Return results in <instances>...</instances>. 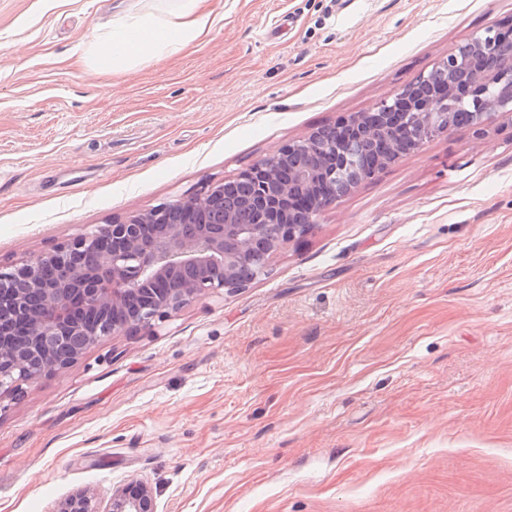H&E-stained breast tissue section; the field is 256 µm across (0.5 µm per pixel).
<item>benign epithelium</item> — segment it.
Listing matches in <instances>:
<instances>
[{
    "label": "benign epithelium",
    "instance_id": "1",
    "mask_svg": "<svg viewBox=\"0 0 512 512\" xmlns=\"http://www.w3.org/2000/svg\"><path fill=\"white\" fill-rule=\"evenodd\" d=\"M334 129L316 128L200 195L112 220L32 262L0 269V398L68 369L108 336L167 321L188 303L247 287L243 266L307 234L335 199L453 128L463 110L476 135L512 122V29L475 33L436 67ZM45 265L59 268L52 283ZM52 512H158L151 484L132 478L107 494L78 488Z\"/></svg>",
    "mask_w": 512,
    "mask_h": 512
}]
</instances>
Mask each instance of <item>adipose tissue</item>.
I'll return each instance as SVG.
<instances>
[{
  "label": "adipose tissue",
  "instance_id": "ef3b65f1",
  "mask_svg": "<svg viewBox=\"0 0 512 512\" xmlns=\"http://www.w3.org/2000/svg\"><path fill=\"white\" fill-rule=\"evenodd\" d=\"M206 4L207 0H168V15L163 18L135 7L132 0H118L110 33L92 52L96 65L120 71L146 57L181 52L218 24Z\"/></svg>",
  "mask_w": 512,
  "mask_h": 512
}]
</instances>
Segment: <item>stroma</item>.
<instances>
[{
    "mask_svg": "<svg viewBox=\"0 0 512 512\" xmlns=\"http://www.w3.org/2000/svg\"><path fill=\"white\" fill-rule=\"evenodd\" d=\"M115 73L102 0H0V267L235 176L428 73L512 0H209ZM512 512V125L334 200L267 273L0 399V512ZM151 484L132 478L106 495L91 488H78L58 499L52 512H158Z\"/></svg>",
    "mask_w": 512,
    "mask_h": 512,
    "instance_id": "stroma-1",
    "label": "stroma"
}]
</instances>
